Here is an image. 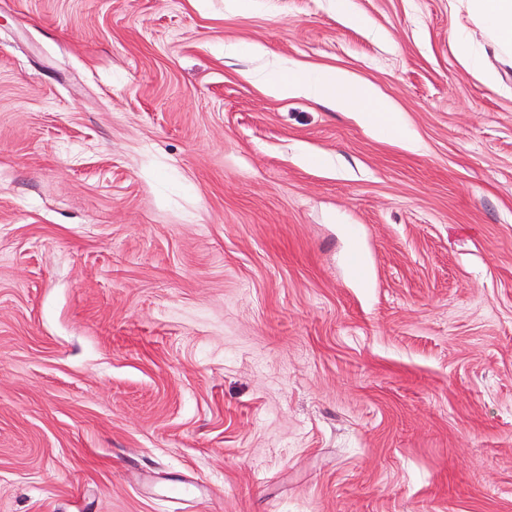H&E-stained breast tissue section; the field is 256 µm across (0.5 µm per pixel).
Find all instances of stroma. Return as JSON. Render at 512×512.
I'll return each mask as SVG.
<instances>
[{
    "label": "stroma",
    "instance_id": "obj_1",
    "mask_svg": "<svg viewBox=\"0 0 512 512\" xmlns=\"http://www.w3.org/2000/svg\"><path fill=\"white\" fill-rule=\"evenodd\" d=\"M468 9L0 0V512H512V59ZM280 96H306L339 111L359 112L362 121L375 130H386L391 104L371 87L338 70L319 74L292 72L270 86Z\"/></svg>",
    "mask_w": 512,
    "mask_h": 512
}]
</instances>
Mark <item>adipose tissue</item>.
Returning a JSON list of instances; mask_svg holds the SVG:
<instances>
[{
    "label": "adipose tissue",
    "instance_id": "1",
    "mask_svg": "<svg viewBox=\"0 0 512 512\" xmlns=\"http://www.w3.org/2000/svg\"><path fill=\"white\" fill-rule=\"evenodd\" d=\"M471 17L481 24L493 49L512 53V0H471ZM280 96H306L340 111L359 113L362 121L376 130H385L391 104L371 87L338 70L319 74L294 72L270 87Z\"/></svg>",
    "mask_w": 512,
    "mask_h": 512
}]
</instances>
